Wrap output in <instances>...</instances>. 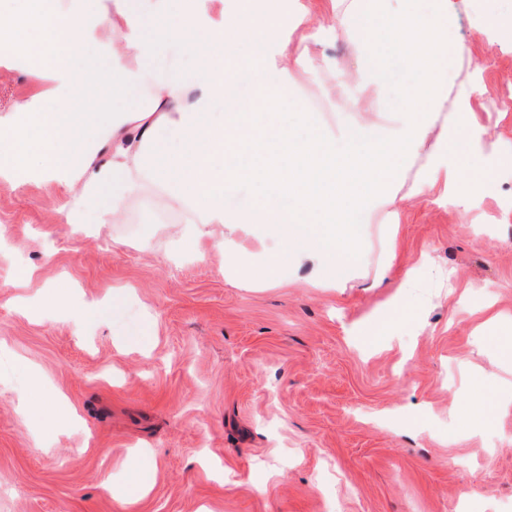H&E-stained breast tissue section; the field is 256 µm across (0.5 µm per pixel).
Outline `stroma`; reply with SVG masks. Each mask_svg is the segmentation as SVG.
<instances>
[{"instance_id": "stroma-1", "label": "stroma", "mask_w": 512, "mask_h": 512, "mask_svg": "<svg viewBox=\"0 0 512 512\" xmlns=\"http://www.w3.org/2000/svg\"><path fill=\"white\" fill-rule=\"evenodd\" d=\"M488 9L511 18L512 0H458L448 36L472 59L448 92L483 63L472 148L496 165L494 190L452 206L428 187L395 221L375 190L339 289L316 287L325 271L310 262L269 269L262 287L230 283L223 249L179 248L162 194L80 233L54 183L0 177V512H512V358L487 323L512 316V165L498 163L512 155V42L483 34ZM356 41L311 47L288 121L316 92L331 132L394 123L389 86L375 112L347 108ZM42 83L23 54L0 64V124ZM59 286L42 316L19 311ZM397 286L414 318L375 338L369 320ZM101 301L103 320H86ZM36 388L60 400V421L32 412ZM482 389L498 400L467 423ZM107 473L120 494L102 490Z\"/></svg>"}]
</instances>
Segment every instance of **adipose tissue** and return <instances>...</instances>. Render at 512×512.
Wrapping results in <instances>:
<instances>
[{
  "label": "adipose tissue",
  "mask_w": 512,
  "mask_h": 512,
  "mask_svg": "<svg viewBox=\"0 0 512 512\" xmlns=\"http://www.w3.org/2000/svg\"><path fill=\"white\" fill-rule=\"evenodd\" d=\"M400 3L386 14L378 13L376 0H309L293 12L275 9L259 20L265 41L247 53L236 46L250 38L244 21L253 0H231L222 22L210 26L188 7L180 26L164 38L177 49L193 32L210 52L196 66L182 67L142 40L148 12L133 10L129 0H112L110 9L93 13L82 0L66 11L57 0H30L29 8L0 15V62L22 52L49 85L34 89L14 123L0 128L7 152L0 174L21 171L30 180L56 183L58 212L68 224H119L132 198L165 193L186 214L179 244L191 248L210 239L251 284L260 275L225 227L257 225L281 240L285 249L270 256L273 264L292 257L352 265L357 212L373 187L399 182L409 156L425 154L427 182L445 180L455 201L491 190L496 182L494 167L468 148L478 129L470 106L444 110L448 75L471 55L448 37L454 0H432L425 11L417 9V0ZM323 23L359 35L356 53L366 93L353 99V111H373L372 94L386 84L381 42L404 56L412 74L398 89L404 109L397 124L351 125L343 149L322 127L311 125L303 137L282 117L294 102L293 74L308 66L305 30ZM286 29L301 30L296 49L279 41ZM102 32L112 37L105 64L92 49ZM115 81L141 89L145 105L91 110L89 92ZM45 97L50 107L34 108ZM437 126L458 146L446 168L435 161L431 134ZM159 148L161 164L150 163L149 153ZM243 189L254 195V207L231 206Z\"/></svg>",
  "instance_id": "obj_1"
}]
</instances>
